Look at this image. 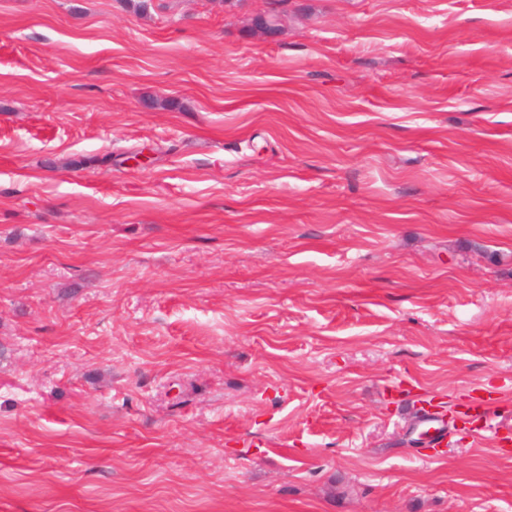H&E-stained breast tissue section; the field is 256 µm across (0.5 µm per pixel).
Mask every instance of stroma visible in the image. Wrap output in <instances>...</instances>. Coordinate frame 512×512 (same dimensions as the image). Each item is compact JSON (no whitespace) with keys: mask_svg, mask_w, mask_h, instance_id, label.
<instances>
[{"mask_svg":"<svg viewBox=\"0 0 512 512\" xmlns=\"http://www.w3.org/2000/svg\"><path fill=\"white\" fill-rule=\"evenodd\" d=\"M511 428L512 0H0V512H512ZM421 417L426 422H435L441 421L442 426L440 427H432L427 430L425 433H429L432 430V434L430 435V439L433 442H442L446 436V424L440 419L441 414L445 410V406L440 405V403L435 401V397L431 395L425 394L422 399L418 401Z\"/></svg>","mask_w":512,"mask_h":512,"instance_id":"obj_1","label":"stroma"}]
</instances>
